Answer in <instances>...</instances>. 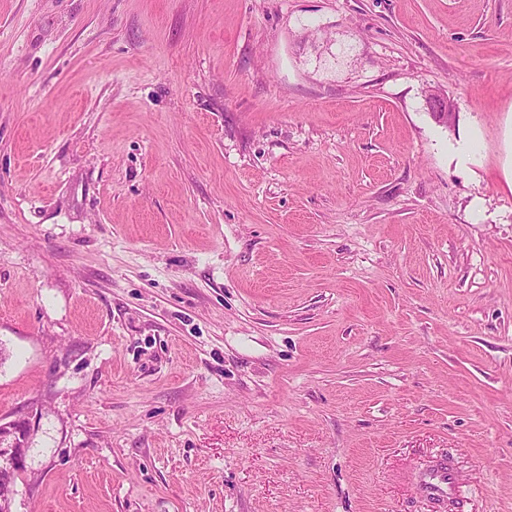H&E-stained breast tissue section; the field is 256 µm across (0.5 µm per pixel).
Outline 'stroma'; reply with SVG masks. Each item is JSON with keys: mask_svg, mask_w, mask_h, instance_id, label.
Listing matches in <instances>:
<instances>
[{"mask_svg": "<svg viewBox=\"0 0 512 512\" xmlns=\"http://www.w3.org/2000/svg\"><path fill=\"white\" fill-rule=\"evenodd\" d=\"M509 160L512 0H0L14 512H512ZM457 485L454 462L445 456L421 472L417 491L433 504L436 512H446L454 506Z\"/></svg>", "mask_w": 512, "mask_h": 512, "instance_id": "obj_1", "label": "stroma"}]
</instances>
